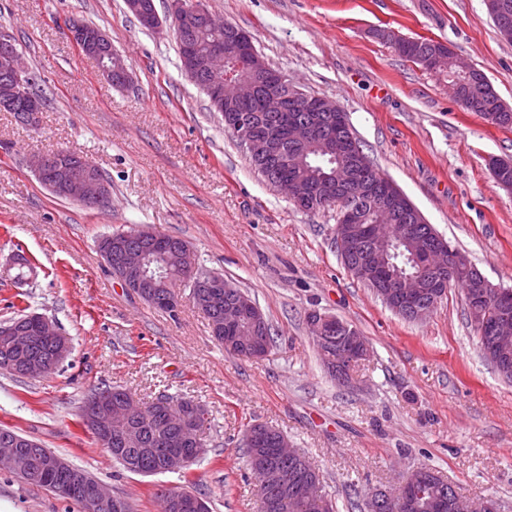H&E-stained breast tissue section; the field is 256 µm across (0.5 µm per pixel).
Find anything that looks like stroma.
<instances>
[{
    "instance_id": "35a3bbf8",
    "label": "stroma",
    "mask_w": 512,
    "mask_h": 512,
    "mask_svg": "<svg viewBox=\"0 0 512 512\" xmlns=\"http://www.w3.org/2000/svg\"><path fill=\"white\" fill-rule=\"evenodd\" d=\"M249 32L296 88L332 100L380 172L492 283L512 288V196L491 158H512V130L466 111L448 80L378 38L449 45L512 106V42L484 0H205ZM92 23L126 59L133 81L107 84L82 56L69 24ZM41 78L37 127L0 112V321L25 309L71 343L60 373L0 370V427L37 440L128 499L158 512L157 488L186 489L210 512H258L246 469L247 425L281 430L322 475L336 512H365L351 486L399 484L428 466L470 497L512 512V383L482 356L452 287L422 323L390 310L345 269L333 243L337 213L300 211L252 165L207 96L180 68L174 35L143 28L124 0H0V32ZM61 148L98 166L112 186L105 210L54 197L28 166ZM149 229L190 243L261 308L274 337L258 359L225 352L179 290L176 316L112 275L99 239ZM25 251L35 276L8 272ZM336 316L371 354L342 387L324 370L307 315ZM142 401L166 394L202 405L207 449L189 469L125 471L86 432L79 410L98 386ZM0 512H80L60 495L0 471Z\"/></svg>"
}]
</instances>
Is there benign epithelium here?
<instances>
[{
	"mask_svg": "<svg viewBox=\"0 0 512 512\" xmlns=\"http://www.w3.org/2000/svg\"><path fill=\"white\" fill-rule=\"evenodd\" d=\"M130 10L150 29L162 26V20L154 9H148L141 0H126ZM489 14L494 17L500 33L512 39V0H485ZM170 29L173 33H187L197 29L222 34L224 23L214 18L201 0H175L171 16ZM70 38L81 54L93 55L99 72L107 83L132 81L130 68L121 54L112 49L110 38L100 29L87 24H73L68 28ZM226 33L229 37L211 43L207 52L198 54L187 40L182 56L183 71L186 77L205 91L214 109L220 113H234L235 132L240 146L254 159L272 155L280 142L291 145H308L322 155L335 158L340 154L339 140L332 128L336 127V116L341 114L332 101L310 96L296 88H289L285 95L277 90L286 76L273 70L259 54L253 37L247 31L232 27ZM233 57L247 60L250 69L260 75V82H239L225 75L227 61ZM452 61L457 71L469 75L475 68L464 66L456 53L445 47L441 52L423 60L425 67L437 72ZM0 74L9 76L0 87V111H10L18 98L28 100V125H36L38 113L43 105L33 93L39 83L38 75L29 69L22 60L21 53L7 47L0 50ZM29 165L36 176L46 174L52 178V187L58 193L88 208L105 209L109 207L112 191L108 180L99 174L97 166L72 150H59L54 153H38L29 159ZM512 161L494 160L492 173L496 184L512 194ZM386 195L382 196L383 215L375 224L363 223L360 212L355 208H345L339 217V223L350 228L360 225L359 240L366 242L369 249L364 253L362 262L354 270L364 276L386 275L391 272L389 253L384 246L386 238L384 225L397 217L387 195L398 191L391 182L386 181ZM274 188L298 209H307L319 200H333L343 190V185L332 180L308 183L297 189H291L285 182H276ZM408 243L410 258L420 266L421 272L395 275V286L375 290L376 295L392 311L404 308L410 320L423 322L448 294V273L461 266L469 265L467 258L449 248L445 243L437 244L418 232L404 234ZM99 250L106 261L112 263L113 271L123 286L137 294L153 307L163 312H175L179 298L164 293L155 295V289L165 288L169 279L165 272L156 277L145 273L144 265L148 253L156 252L165 259L166 272L175 270L180 273L183 282L190 284L192 296L199 310L209 317L212 334L224 337L227 352L261 358L269 346L257 336L265 318L261 309L251 297L237 289L224 276L217 273L203 274L198 271L194 252L185 241L171 242L165 235L150 232L146 240L136 233L124 235L120 240L106 235L99 241ZM474 285L482 289L483 299L497 306L499 314L496 320L488 323L479 317L472 319L479 337L489 344V354L495 369L503 376L512 374V290L492 284L483 274L475 272ZM251 317L250 332L240 333L245 317ZM307 323L312 340L317 348L326 351V347L335 336L343 337L346 350L325 359L326 368L336 374L339 382L350 387L353 383L351 372L369 356V344L355 328L331 315L316 311L308 314ZM39 337L52 345V353L36 359L28 365V376L44 377L51 369L61 364L70 352L68 337L49 319L38 314H30L22 321L0 322V343L9 349L28 346ZM169 401L157 398L150 406L136 401L114 402L96 394L85 408L84 419L88 425L104 434L107 445L124 441L129 431L144 420L147 413L156 416L167 410ZM201 415V410L192 409V414L184 417L181 424L183 435L176 442L169 443L165 451V468L169 471L187 469L203 449L190 447L189 432ZM275 440L273 459L264 460L257 456L258 469L262 481L258 490L276 485L298 497L314 494L319 479V471L314 466L306 469L308 477L298 480L290 477L288 462L298 460L305 465L308 458L294 448L288 437L277 428L262 424L247 432V441L254 446L262 445L264 439ZM24 466V460L18 453L17 443L12 442L0 447V470L17 471ZM40 472L44 476H59V488L70 494L80 505L81 512H101L110 505L117 512H123L125 505L93 476L83 470L71 467L64 459L53 456L41 461ZM401 498V503L411 507H421L427 512H492L495 505L490 498H471L456 494L450 498L428 494L425 488L402 482L393 491L376 492L367 499L366 508L373 510L372 502ZM168 507L172 512H204L205 504L201 498L188 491H175L169 494Z\"/></svg>",
	"mask_w": 512,
	"mask_h": 512,
	"instance_id": "benign-epithelium-1",
	"label": "benign epithelium"
}]
</instances>
